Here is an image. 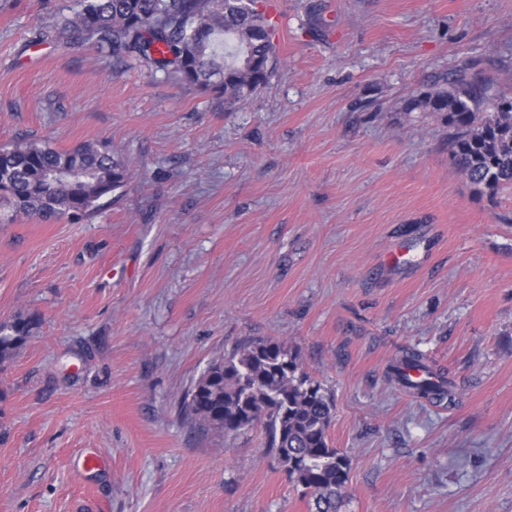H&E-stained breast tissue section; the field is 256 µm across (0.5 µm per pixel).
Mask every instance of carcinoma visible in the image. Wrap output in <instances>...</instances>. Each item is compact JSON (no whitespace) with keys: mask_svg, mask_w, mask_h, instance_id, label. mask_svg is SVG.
I'll return each mask as SVG.
<instances>
[{"mask_svg":"<svg viewBox=\"0 0 512 512\" xmlns=\"http://www.w3.org/2000/svg\"><path fill=\"white\" fill-rule=\"evenodd\" d=\"M44 38L94 47L118 66L143 60L224 96L230 109L260 90L277 65L260 0H82ZM404 111L447 119L453 164L480 192L512 189L511 97L461 74L412 96ZM128 179L125 162L102 141L63 150L32 141L0 146V200L28 217L82 218ZM31 328L26 319L0 325V362ZM388 378L419 399H455L452 379L417 351H401ZM333 408L297 351L262 339L213 362L184 403L191 420L226 434L263 426L265 447L288 482L310 495L312 512H339L347 490L350 460L328 437Z\"/></svg>","mask_w":512,"mask_h":512,"instance_id":"obj_1","label":"carcinoma"}]
</instances>
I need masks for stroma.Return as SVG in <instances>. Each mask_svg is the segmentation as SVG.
<instances>
[{"label": "stroma", "instance_id": "1", "mask_svg": "<svg viewBox=\"0 0 512 512\" xmlns=\"http://www.w3.org/2000/svg\"><path fill=\"white\" fill-rule=\"evenodd\" d=\"M278 65L223 98L37 43L80 0H0V146L107 141L130 179L83 219L0 206V512H310L255 427L184 413L253 339L299 354L351 459L341 512H512V191L476 192L405 100L512 96V0H263ZM405 348L455 405L389 382ZM108 461L85 469V451ZM32 322L17 319L0 325V362L10 357L13 351L30 335Z\"/></svg>", "mask_w": 512, "mask_h": 512}]
</instances>
